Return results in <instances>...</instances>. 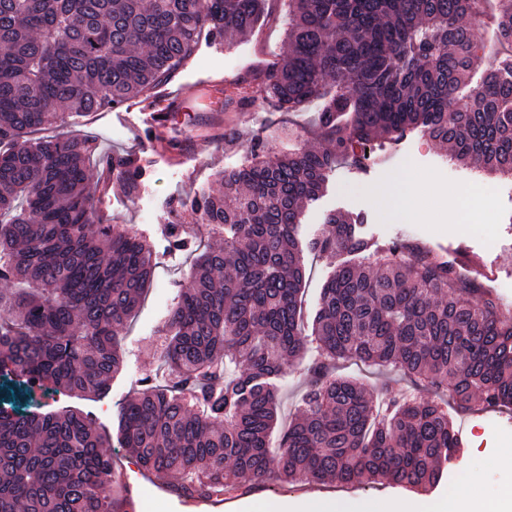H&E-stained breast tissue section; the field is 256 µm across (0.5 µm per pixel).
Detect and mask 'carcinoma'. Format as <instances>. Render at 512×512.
<instances>
[{"label": "carcinoma", "instance_id": "1", "mask_svg": "<svg viewBox=\"0 0 512 512\" xmlns=\"http://www.w3.org/2000/svg\"><path fill=\"white\" fill-rule=\"evenodd\" d=\"M266 0H0V383L22 392L104 395L118 337L155 273L149 242L94 220L92 143L60 132L75 113L146 96L187 61L203 29L245 37ZM477 0H289V49L238 102L285 112L323 100V147L215 174L190 200L224 242L203 246L179 292L160 356L120 414L121 447L142 470L179 473V497L283 482L386 481L426 490L462 441L448 408L512 409V315L476 271L422 245L373 247L359 218L325 216L309 252L336 263L304 320V209L356 148L422 128L455 160L512 175V55L482 67ZM512 46V0H499ZM471 92L459 91L475 74ZM130 190L135 159L109 162ZM313 350L301 408L278 424L277 380ZM390 366L436 398L335 377L336 362ZM112 449L79 412L19 415L0 405V512H127L112 497Z\"/></svg>", "mask_w": 512, "mask_h": 512}]
</instances>
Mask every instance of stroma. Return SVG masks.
Masks as SVG:
<instances>
[{
	"label": "stroma",
	"mask_w": 512,
	"mask_h": 512,
	"mask_svg": "<svg viewBox=\"0 0 512 512\" xmlns=\"http://www.w3.org/2000/svg\"><path fill=\"white\" fill-rule=\"evenodd\" d=\"M288 0H267L266 10L254 34L226 43L202 35L193 58L178 69L149 99H132L112 111L71 116L69 129L92 139L96 158H148L144 177L133 194L119 184L90 181L88 193L96 203V216L112 224L145 235L155 249V278L131 317L122 340L123 365L102 397L62 392L43 399L53 410H77L89 414L109 435H116L118 416L128 397L146 375L155 373L163 338L161 330L177 300L180 288L192 272L187 253L172 250L166 226L179 202L208 188L216 171L242 165L248 158L246 143L258 137L270 149L286 152L317 144L313 117L321 106L313 101L298 112H280L272 103L225 107L236 97L234 82L272 67L287 50ZM196 91L169 121L151 127L153 105L188 85ZM448 147L422 132H412L396 145H367L357 160L337 165L323 195L310 204L299 226L303 240L316 237L328 212L362 216V236L379 243L399 239L417 240L437 252L465 262H476L489 276L494 295L512 286V176L487 174L462 165L448 156ZM423 176L419 201L434 219L422 223L384 211L372 196L374 189L394 183L404 170ZM475 190L477 201L468 220L448 212L447 193ZM464 442L462 458L453 460L446 480L417 495L384 483L319 486L323 495L350 502L382 496L399 502L416 497L423 512L447 498L448 484L469 476L494 501L512 489V470L501 467V457L512 451V412L479 410L463 413L455 420Z\"/></svg>",
	"instance_id": "1"
}]
</instances>
